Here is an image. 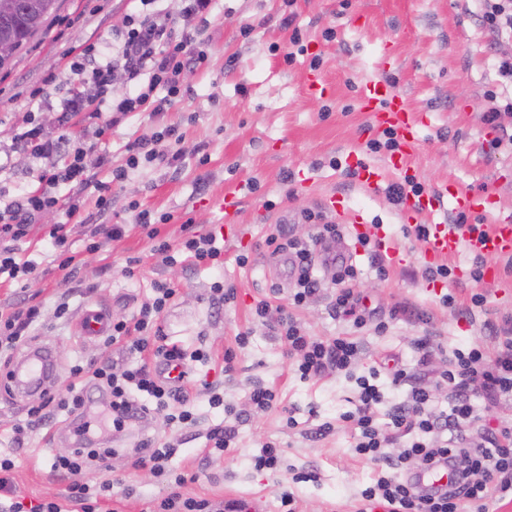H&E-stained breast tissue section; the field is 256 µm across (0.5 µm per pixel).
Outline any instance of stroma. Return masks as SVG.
I'll return each instance as SVG.
<instances>
[{
  "label": "stroma",
  "instance_id": "1",
  "mask_svg": "<svg viewBox=\"0 0 512 512\" xmlns=\"http://www.w3.org/2000/svg\"><path fill=\"white\" fill-rule=\"evenodd\" d=\"M153 10L171 14L179 27L205 43L206 61L182 76L184 95L164 114L133 112L112 128L75 116L70 130L94 151L107 154L113 167H125L126 146L136 139H160L162 148L180 153L178 165L145 163L113 182L98 210L94 187L62 184L61 198L80 194L83 213L69 215L66 207L40 213L19 251L37 267L39 277L28 290L14 283L0 284V307L19 302L23 295L42 302L43 327L35 330L30 346L53 347L57 357L56 391L65 394L71 367L80 361L127 362L117 347H104L101 338L81 335L79 317L87 305L109 309L112 317L131 318L153 296V283L170 282L177 294L163 313L161 325L168 342L187 351H209V362L194 363L189 385L197 422L183 431V445L172 466L185 477V496L241 504L262 502L264 512H280V495L291 492L296 512H354L361 490L377 476L379 465L352 451L354 429L341 414L354 407L356 385L333 373L311 380L297 376L285 348L266 319L254 307L262 299L287 305L293 280L282 278L265 246L277 226L287 225L291 236L306 240L313 232L306 211H316L324 196H340L348 210L365 211L382 225L407 255L405 265L389 267L378 278L366 256L355 263L360 271L358 291L369 306L387 321L384 333L354 330L351 322L330 309L334 286L330 270L318 267L323 279L319 292L294 308L297 321L313 336H355L363 349L359 371L398 357L415 368L413 342L433 337L444 351L468 348L489 334V326L512 317V262L494 259L499 275L474 280V257L460 247L446 264L447 280H428L423 271L425 241L416 238L389 194L388 185L401 182L386 173V185L366 191L346 164L348 155L382 167L387 157L371 153L370 139L379 135L362 112V85L389 80L408 111L423 117L418 144L410 158V175L424 187L449 183L478 195L491 196L495 212L483 215L484 224L498 214H512V147H493L495 131L482 115L487 91L497 89L491 65L493 50L472 14L471 0H214L207 23L181 14V0H154ZM142 9L140 0H62L58 14L11 66L0 71V199L11 200L36 190L39 161L16 147L14 126L34 119L46 133L58 136L54 109L72 79L71 64L87 45H118ZM333 38H326V29ZM300 30L302 52L286 62L293 30ZM319 67H311L312 58ZM322 79L327 92L310 95V77ZM177 126L179 140L161 138V131ZM338 167H331L330 159ZM241 197L239 221L226 224L222 201ZM147 213L159 236L178 242L184 223L212 231L224 239V261L219 265L163 263L152 251L153 242L138 228V216ZM122 224L125 235L102 249H86L88 224ZM57 224L69 232L76 255L75 270L59 269L48 232ZM247 265H239V257ZM224 282L234 298L224 306L210 299V288ZM485 298L482 306L472 295ZM68 301V320L55 317L58 301ZM245 346H237L239 334ZM234 351V369H222L225 351ZM273 388L277 402L256 411L245 401L253 382ZM217 386L234 414L211 407L205 384ZM36 394L12 398L0 389V451L13 453V480L20 496L41 500L66 494L68 482L51 476L47 461L60 449L72 448L74 436L63 417L29 431L22 444H14L11 428L24 421ZM293 410L297 428L285 425L286 410ZM333 423L325 437L313 439L307 429ZM218 425L235 427L230 454L204 458L208 432ZM172 431L160 418L148 414L114 437L118 455L107 473L89 469L86 480H112V499L104 512H151L167 494L149 469L135 466L142 440L158 442ZM267 441L283 454L278 471L256 470L252 458ZM312 470L316 480L293 482L294 474ZM130 496H122V489Z\"/></svg>",
  "mask_w": 512,
  "mask_h": 512
}]
</instances>
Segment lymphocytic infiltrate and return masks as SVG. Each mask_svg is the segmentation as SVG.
<instances>
[{"label":"lymphocytic infiltrate","instance_id":"f902f5d3","mask_svg":"<svg viewBox=\"0 0 512 512\" xmlns=\"http://www.w3.org/2000/svg\"><path fill=\"white\" fill-rule=\"evenodd\" d=\"M477 19L491 45L512 41V0H475ZM207 53L202 45L184 31L177 30L168 14H146L127 30L123 41L111 56L86 66L73 63L71 69L78 77L77 84L67 89L60 101V126H67L71 117L87 112L89 119L104 121L114 126L120 117L151 107L154 114H162L182 97L181 75L187 68L203 63ZM122 71L126 81L134 87L107 109H89L91 96H105L112 90L113 74ZM164 86L165 97L152 99L150 90ZM14 139L32 156L43 163L37 179L38 191L26 193L19 199L0 200V276L8 281L28 285L36 267L24 260L16 249L17 242L26 238L36 217L45 209L56 207L60 201L55 189L62 183L80 186L91 184L98 170L111 169L113 180L125 178L128 170L140 162L151 163L166 159L175 164L176 156H162L154 142L137 140L127 147L128 156L123 167H113L105 154H91L76 147L63 153V138L45 136L40 125L28 123L18 127ZM68 212L80 210V197H69ZM142 230L154 239L155 253L164 262H174L175 252L188 254L198 262L220 261L222 248L216 244L214 232H202L193 225H183L184 235L178 245L158 240L156 228L142 222ZM342 230L336 224H317L310 242L293 238L269 237L268 245L274 254L289 256L298 276L292 295L294 304H302L314 295L320 280L314 273L316 247L327 240L339 238ZM358 277L354 265L338 262L334 266L332 282L337 290L332 302L336 316L350 320L355 328H363L371 318L362 305L353 284ZM155 296L141 306L135 322L115 320L106 344H125L136 353L153 351L156 359L166 366L184 364L186 360H204L203 351L185 352L177 345L166 344V336L159 323L176 294L175 288L164 282L156 283ZM41 321L39 306L30 305L11 310H0V360L11 363L14 352L27 341L30 330ZM277 333L285 346V353L300 379L309 380L334 372L352 377L357 388L353 410L344 414V421L353 423V451L379 462L381 470L371 485L359 495L355 512H462L473 507L474 512H490L496 497L512 495V426L495 429L481 424L472 403L473 394H480L491 404L512 402V319L491 328V346L473 345L454 349L447 364L433 359L435 346L430 337L416 340L418 356L415 370L397 368L391 376L393 386H406L404 399L387 412V423H380L379 408L384 395L377 383L379 372L369 368L356 374L360 346L347 336L324 339L306 334L301 325L288 313L277 318ZM71 382L67 397L50 394L29 411L32 424L45 423L55 412L66 413L74 421L76 446L68 455H55L49 466L55 475L69 478L65 500L44 499L28 506L14 495L12 475L15 467L10 455H0V512H98L104 493L111 491L110 482L90 487L78 480L89 462L106 465L116 451L96 447L95 429L106 426L113 431H124L141 413L153 411L163 416L167 424L187 428L194 424L195 414L187 407L188 395L183 387H176L161 378L147 363L128 364L115 369L111 361L100 364L75 365L70 372ZM101 393L104 417L89 418L92 393ZM151 398V405L140 404L138 394ZM447 397L448 409L437 412L440 397ZM400 445L398 455H389L391 445ZM457 470L462 480L445 492L420 489L409 470L419 464L430 470L440 463Z\"/></svg>","mask_w":512,"mask_h":512}]
</instances>
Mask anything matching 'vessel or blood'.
I'll return each mask as SVG.
<instances>
[{
	"mask_svg": "<svg viewBox=\"0 0 512 512\" xmlns=\"http://www.w3.org/2000/svg\"><path fill=\"white\" fill-rule=\"evenodd\" d=\"M361 108L371 113L376 125L394 128L402 141L403 151L390 156L387 161L389 169L402 170L409 151L416 145L415 128L417 120L406 109L400 99L392 94L383 81L377 80L365 85L361 95ZM452 198L454 207L460 212H478L483 210V197L461 190H449L447 186L434 187L420 195H405L402 206L416 216H423L434 210L444 198ZM323 209L339 220L356 225L359 232L384 240L382 227L368 223L363 212L346 209L336 196H329L322 201ZM466 245L474 254L485 257L512 256V218H498L485 235H473L468 240H460L454 226L449 224H432L428 227L425 253L428 259H446L451 257L459 245ZM111 317L103 310L89 307L80 317L83 335L105 336L110 331ZM9 380L13 392L24 393L30 390L50 392L54 389L55 356L50 348L41 347L27 351L14 358Z\"/></svg>",
	"mask_w": 512,
	"mask_h": 512,
	"instance_id": "b4317fda",
	"label": "vessel or blood"
}]
</instances>
